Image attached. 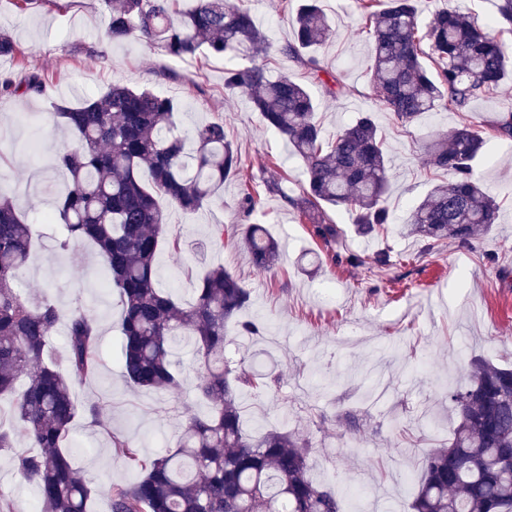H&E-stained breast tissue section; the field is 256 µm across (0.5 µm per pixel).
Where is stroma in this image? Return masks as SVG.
<instances>
[{
	"label": "stroma",
	"mask_w": 512,
	"mask_h": 512,
	"mask_svg": "<svg viewBox=\"0 0 512 512\" xmlns=\"http://www.w3.org/2000/svg\"><path fill=\"white\" fill-rule=\"evenodd\" d=\"M297 0H251L257 20L275 44L294 38ZM497 0H418L420 22L439 9L452 8L487 23ZM336 28L321 52L322 63L342 77L334 98L319 97L317 118L333 135L361 111H371L391 160L386 203L394 216L387 234L357 236L348 215L328 208L340 229L331 245L311 235L284 195L300 196L304 166L288 155L279 135L246 97L224 92L220 57L177 61L137 41L110 43L99 0H0V31L22 51L19 67L0 62V73L18 80L40 75L44 96L0 92V189L14 198L33 229V260L19 269L21 292L47 298L63 311L83 310L98 327L102 363L95 375L75 384L78 406L97 403L98 425L77 418L72 460L97 486L130 482L135 472L111 446L131 441L147 457L174 449L186 416L202 412L195 397L199 362L193 345L180 344L176 362L182 377L178 395L131 387L121 363L116 327L120 304L116 290L105 288L103 262L88 241L60 250L43 211L55 208L54 182L45 175L57 148L74 145L73 135L51 119L55 105H79L120 83L151 89L179 102L180 132L223 120L241 158L240 179L196 213L167 208L168 232L180 236V252L161 249L157 275L178 298L193 295L203 264L224 266L250 292L242 319L265 323L262 336H238L228 349L246 367L271 374L277 385L243 388L242 425L252 434L290 432L309 443L308 476L335 492L342 512H407L416 494L426 453L446 445L458 422L449 390L465 384L470 359L512 366V139H494L476 163V174L500 205L498 224L474 248L446 241L425 252L405 226L413 207L436 183L447 180L430 170L426 146L456 127L463 117L438 108L414 123L399 124L381 111L369 79V41L362 33L356 0H324ZM279 177L283 194L263 189ZM262 191L254 213L240 206L244 185ZM262 224L283 245L273 272H258L240 240L245 224ZM223 226V242L198 256L197 242ZM388 248L394 264L378 270L367 262L339 267L333 253L372 257ZM356 426H349L347 416ZM14 451L0 453V489L12 499L13 512H41L33 487L13 469V452L27 443L15 436Z\"/></svg>",
	"instance_id": "1"
}]
</instances>
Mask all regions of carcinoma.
<instances>
[{"mask_svg":"<svg viewBox=\"0 0 512 512\" xmlns=\"http://www.w3.org/2000/svg\"><path fill=\"white\" fill-rule=\"evenodd\" d=\"M106 37L158 46L175 60L203 54L228 61L224 89L247 97L267 126L304 164L305 185L287 198L300 220L325 245L338 227L325 207L345 210L359 236L382 235L392 217L386 205L390 168L384 139L370 112H360L327 138L315 114L312 88L335 98L338 74L323 67L319 51L334 30L323 0H299L294 39L274 47L257 24L249 0H100ZM372 45L371 82L384 109L411 123L439 107L460 114L504 84L512 59V0H499L493 28L453 9L419 24L416 0H357ZM304 68V79L269 76L275 57ZM436 63L431 71L426 61ZM0 92L45 95L32 74L16 83L0 78ZM178 104L148 89L114 84L79 106L55 105L53 117L76 137V146L56 154V169L70 180L56 202L59 248L91 240L116 288L121 306V366L136 388L174 393L181 381L172 349L194 341L201 364L196 397L205 414L188 418L176 449L143 458L126 440L113 447L137 471L128 484L97 489L73 466L61 443L74 419L92 420L98 406L79 409L72 384L95 374L100 363L97 327L78 310L67 315L14 287L16 270L32 252L31 225L12 198L0 194V397H12L15 427L0 426V451L13 447L15 432L38 453L13 456L20 477L33 486L41 512H89L95 493L107 496L110 512H340L335 493L307 476L308 443L288 432L253 436L243 429L236 389L262 375L224 360L231 344L227 326L258 336L263 326L240 321L250 292L221 266L210 267L184 303L159 286L156 259L166 237L167 216L158 198L196 212L241 174L238 151L224 121L197 127L187 138L177 131ZM492 138H512V112L486 128L462 121L428 148V163L450 175L434 185L414 209L408 234L431 250L444 240L471 248L497 224L499 205L481 186L475 162ZM244 242L256 269L267 273L279 260V244L258 224ZM65 324L64 360L69 375L44 360L48 340ZM458 412L448 446L426 456L410 512H512V368L483 359L469 363L468 382L448 392Z\"/></svg>","mask_w":512,"mask_h":512,"instance_id":"obj_1","label":"carcinoma"}]
</instances>
